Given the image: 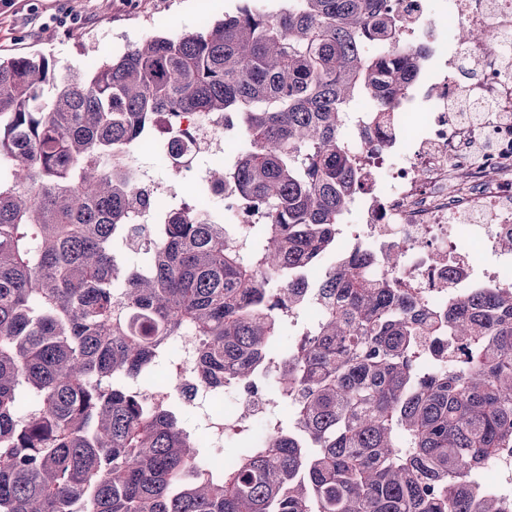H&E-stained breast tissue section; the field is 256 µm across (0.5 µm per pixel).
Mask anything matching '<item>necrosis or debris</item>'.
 <instances>
[{
  "mask_svg": "<svg viewBox=\"0 0 512 512\" xmlns=\"http://www.w3.org/2000/svg\"><path fill=\"white\" fill-rule=\"evenodd\" d=\"M476 31L475 39L445 40L438 19ZM406 34L429 55L407 96L390 106L386 143L350 139L370 173L353 203L351 223L379 252L399 256L397 271L428 308L448 305V293L474 282L512 291V0H412ZM478 78L461 82L467 66ZM224 153L223 132L209 118L190 134L165 130L162 157L180 150ZM181 372L170 385L146 387L149 402L171 388L188 389L206 411L210 445L223 449L232 429L269 420L275 404L266 392H243L234 381L221 390L196 384L193 354L178 340Z\"/></svg>",
  "mask_w": 512,
  "mask_h": 512,
  "instance_id": "1",
  "label": "necrosis or debris"
}]
</instances>
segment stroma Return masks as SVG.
I'll list each match as a JSON object with an SVG mask.
<instances>
[{"mask_svg":"<svg viewBox=\"0 0 512 512\" xmlns=\"http://www.w3.org/2000/svg\"><path fill=\"white\" fill-rule=\"evenodd\" d=\"M239 0H12L0 5V57L42 53L58 70H88L152 35L176 37L234 11Z\"/></svg>","mask_w":512,"mask_h":512,"instance_id":"stroma-1","label":"stroma"}]
</instances>
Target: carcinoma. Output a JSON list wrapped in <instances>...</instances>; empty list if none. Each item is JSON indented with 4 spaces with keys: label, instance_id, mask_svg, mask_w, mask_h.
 <instances>
[{
    "label": "carcinoma",
    "instance_id": "cac0c4a2",
    "mask_svg": "<svg viewBox=\"0 0 512 512\" xmlns=\"http://www.w3.org/2000/svg\"><path fill=\"white\" fill-rule=\"evenodd\" d=\"M287 2L242 0L89 72L0 59V512H512L476 480L512 459V293L433 312L396 256L339 236L362 177L350 105L401 98L426 50L401 44V0ZM200 115L241 135L208 178L252 214L241 242L124 166ZM199 165L169 163L175 180ZM181 337L209 388L253 392L277 367L287 414L262 445L242 428L214 455L178 398L145 402Z\"/></svg>",
    "mask_w": 512,
    "mask_h": 512
}]
</instances>
